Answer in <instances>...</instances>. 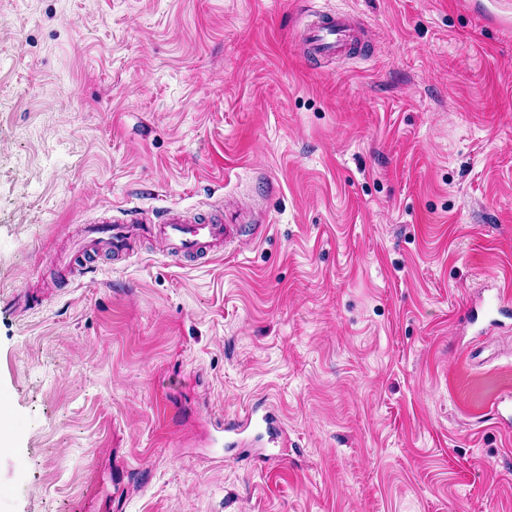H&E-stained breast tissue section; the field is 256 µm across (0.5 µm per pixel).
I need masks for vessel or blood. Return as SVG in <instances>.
Returning a JSON list of instances; mask_svg holds the SVG:
<instances>
[{"mask_svg":"<svg viewBox=\"0 0 512 512\" xmlns=\"http://www.w3.org/2000/svg\"><path fill=\"white\" fill-rule=\"evenodd\" d=\"M355 18L347 11L319 10L299 32L304 50L314 59L330 60L350 56L355 44ZM241 225L224 223L221 217H205L193 211L117 206L114 214L87 224L83 245L67 258L70 266L99 252L116 256L129 254L138 237L156 235L167 245V254L178 260L201 254L218 255L238 238ZM218 431L233 435L244 443L251 431L262 430L271 441H278L281 422L276 414L261 405L252 406L243 416L222 420Z\"/></svg>","mask_w":512,"mask_h":512,"instance_id":"1","label":"vessel or blood"}]
</instances>
